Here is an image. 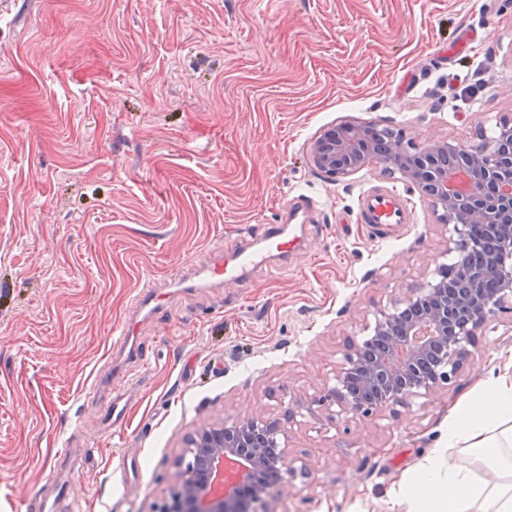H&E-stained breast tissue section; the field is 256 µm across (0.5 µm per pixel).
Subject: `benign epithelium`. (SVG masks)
I'll list each match as a JSON object with an SVG mask.
<instances>
[{"instance_id": "obj_1", "label": "benign epithelium", "mask_w": 512, "mask_h": 512, "mask_svg": "<svg viewBox=\"0 0 512 512\" xmlns=\"http://www.w3.org/2000/svg\"><path fill=\"white\" fill-rule=\"evenodd\" d=\"M372 124L344 123L312 141L310 162L335 180L378 163ZM383 172L399 174L412 189L433 199L440 220L451 226L448 252L454 263L437 278L413 289L374 319L370 336L349 341L336 383L311 400L294 399L285 411L292 419L312 406H336L350 421L383 410L407 407L411 400L451 385L472 356L487 322L512 305V126L479 150L465 143L399 140L389 147ZM485 225L498 248L480 267L468 264L470 226ZM490 271L500 285L491 295L481 288ZM279 423L247 417L205 426L185 441L177 462L178 486L165 512H255L272 486L295 473Z\"/></svg>"}]
</instances>
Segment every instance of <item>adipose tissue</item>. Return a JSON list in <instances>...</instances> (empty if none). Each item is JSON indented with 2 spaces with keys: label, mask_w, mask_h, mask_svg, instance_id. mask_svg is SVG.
I'll return each instance as SVG.
<instances>
[{
  "label": "adipose tissue",
  "mask_w": 512,
  "mask_h": 512,
  "mask_svg": "<svg viewBox=\"0 0 512 512\" xmlns=\"http://www.w3.org/2000/svg\"><path fill=\"white\" fill-rule=\"evenodd\" d=\"M447 459L431 457L403 492L416 512H512V374L456 407ZM475 456L476 472L465 461Z\"/></svg>",
  "instance_id": "ef3b65f1"
}]
</instances>
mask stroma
Segmentation results:
<instances>
[{
	"label": "stroma",
	"instance_id": "stroma-1",
	"mask_svg": "<svg viewBox=\"0 0 512 512\" xmlns=\"http://www.w3.org/2000/svg\"><path fill=\"white\" fill-rule=\"evenodd\" d=\"M512 122V0H0V512H163L187 436L281 418L334 383L347 341L455 262L432 199L370 166L338 181L310 142L343 122L478 144ZM406 192L377 236L366 190ZM319 204L288 270L185 288L188 260ZM135 326L124 427L100 423L114 329ZM512 360V312L456 383L356 422L286 423L297 472L259 512H406L405 477L443 451L457 404Z\"/></svg>",
	"mask_w": 512,
	"mask_h": 512
}]
</instances>
